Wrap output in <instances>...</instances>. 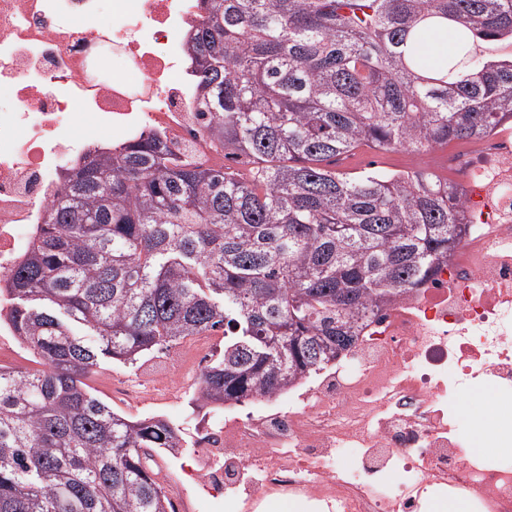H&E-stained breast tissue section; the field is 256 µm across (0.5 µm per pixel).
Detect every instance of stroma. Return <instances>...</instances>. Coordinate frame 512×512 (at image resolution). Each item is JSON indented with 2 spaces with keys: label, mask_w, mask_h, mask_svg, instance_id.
Here are the masks:
<instances>
[{
  "label": "stroma",
  "mask_w": 512,
  "mask_h": 512,
  "mask_svg": "<svg viewBox=\"0 0 512 512\" xmlns=\"http://www.w3.org/2000/svg\"><path fill=\"white\" fill-rule=\"evenodd\" d=\"M336 168L355 174L364 170L387 168L410 171L426 169L441 178L452 177L448 151L401 149L378 154L362 149L354 156L337 161ZM224 348V336L216 332L198 336L168 351L154 353L137 366L102 360L89 379L95 395L117 412L131 418L159 416L180 426L186 440L179 455L159 454L154 458L157 479L170 498L176 512H235L234 504L224 497L210 496L193 484L184 483L181 469L190 465L198 438L211 424L225 418H246L259 404L249 400L243 405L214 410L208 407L192 412L189 402L194 395L198 376L213 357Z\"/></svg>",
  "instance_id": "obj_1"
}]
</instances>
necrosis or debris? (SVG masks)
I'll return each instance as SVG.
<instances>
[{"instance_id": "obj_1", "label": "necrosis or debris", "mask_w": 512, "mask_h": 512, "mask_svg": "<svg viewBox=\"0 0 512 512\" xmlns=\"http://www.w3.org/2000/svg\"><path fill=\"white\" fill-rule=\"evenodd\" d=\"M199 14V0H0V279L60 199L66 166L152 134L205 159L188 134L185 65ZM448 163L465 183L463 244L365 322L347 365L196 451V478L243 512L271 496L325 512H426L443 496L512 512V462L470 455L457 433L466 394L512 403V130Z\"/></svg>"}]
</instances>
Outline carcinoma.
<instances>
[{
    "instance_id": "carcinoma-1",
    "label": "carcinoma",
    "mask_w": 512,
    "mask_h": 512,
    "mask_svg": "<svg viewBox=\"0 0 512 512\" xmlns=\"http://www.w3.org/2000/svg\"><path fill=\"white\" fill-rule=\"evenodd\" d=\"M186 40L197 133L243 173L178 157L154 135L61 173L51 207L0 288L36 371L0 368V512H168L150 464L185 439L131 420L86 383L224 331L194 404L277 397L356 347L359 321L427 282L469 234L462 193L424 171L331 168L473 144L512 128V0H200ZM461 26L440 78L407 40ZM474 54L480 61L489 59H510L512 56V41H478L475 45Z\"/></svg>"
}]
</instances>
